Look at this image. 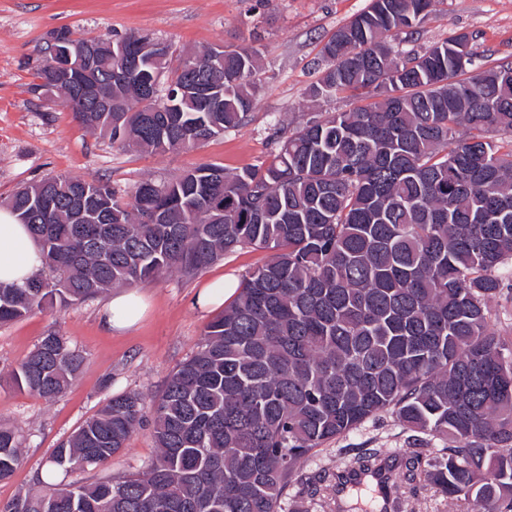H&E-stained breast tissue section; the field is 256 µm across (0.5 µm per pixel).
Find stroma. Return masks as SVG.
<instances>
[{
    "instance_id": "stroma-1",
    "label": "stroma",
    "mask_w": 512,
    "mask_h": 512,
    "mask_svg": "<svg viewBox=\"0 0 512 512\" xmlns=\"http://www.w3.org/2000/svg\"><path fill=\"white\" fill-rule=\"evenodd\" d=\"M368 0H0V208L19 186L67 174L99 177L123 191L144 179L175 177L204 163L238 171L268 158L280 128L316 113L350 108L348 94L312 100V68L336 29ZM69 28L78 36L116 38L130 33L172 44L177 52L221 45L253 48L260 60V91L247 122L186 150L144 153L92 134L72 113L30 90L48 35ZM467 34L480 63H512V0H437L407 36L422 50ZM269 251L248 248L227 255L194 278L173 273L138 285L147 308L133 327L114 332L102 321L109 300L100 295L69 307L53 305L0 326V425L22 439V463L0 481V505L42 487L51 453L94 416L112 395L134 391L157 399L171 372L196 350L216 311L197 297L220 281L239 283L268 260ZM56 331L79 350L84 363L65 392L45 400L12 387L8 376L43 336ZM360 448H378L391 459L410 454L398 418L383 412L326 443L303 461L288 489L286 512H386L387 499L366 502L351 485L329 498H313L306 481L346 477ZM156 453L150 427L133 434L126 449L104 466L81 472L83 481L120 480L141 472ZM337 484V483H336Z\"/></svg>"
}]
</instances>
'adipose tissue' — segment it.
I'll return each instance as SVG.
<instances>
[{
    "label": "adipose tissue",
    "mask_w": 512,
    "mask_h": 512,
    "mask_svg": "<svg viewBox=\"0 0 512 512\" xmlns=\"http://www.w3.org/2000/svg\"><path fill=\"white\" fill-rule=\"evenodd\" d=\"M42 257L26 225L9 210H0V281L24 284L39 273Z\"/></svg>",
    "instance_id": "adipose-tissue-1"
}]
</instances>
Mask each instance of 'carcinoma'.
Returning <instances> with one entry per match:
<instances>
[{
	"mask_svg": "<svg viewBox=\"0 0 512 512\" xmlns=\"http://www.w3.org/2000/svg\"><path fill=\"white\" fill-rule=\"evenodd\" d=\"M436 0H369L320 51L314 99L348 92L354 106L281 130L259 165L212 163L132 194L58 174L15 191L7 207L39 242L40 272L0 283V325L48 303L186 277L247 248L272 251L210 320L196 352L147 405L110 397L53 449L65 473L105 465L151 422L155 458L137 475L45 488L0 512H283L300 464L365 420L391 411L407 432L442 440L401 463L392 501L435 488L470 512H512V349L491 298L512 288V64L479 70L451 36L423 51L386 41ZM97 67L81 91L52 52L30 90L55 99L113 144L148 153L200 145L244 124L259 69L254 51L211 46L181 56L157 97L138 109L171 45L136 34L82 38ZM140 65L126 68L130 58ZM99 215L74 224L78 200ZM84 358L50 332L10 375L45 400ZM16 432L0 426V480L21 465ZM377 448L351 477L382 474Z\"/></svg>",
	"mask_w": 512,
	"mask_h": 512,
	"instance_id": "cac0c4a2",
	"label": "carcinoma"
}]
</instances>
